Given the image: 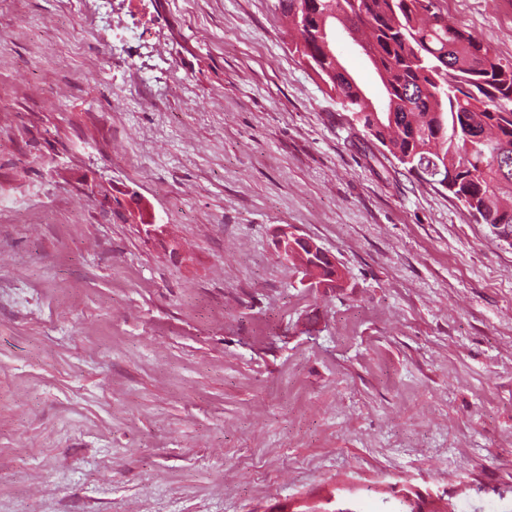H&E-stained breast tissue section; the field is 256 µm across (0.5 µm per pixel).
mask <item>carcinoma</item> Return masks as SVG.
Masks as SVG:
<instances>
[{"instance_id":"obj_1","label":"carcinoma","mask_w":512,"mask_h":512,"mask_svg":"<svg viewBox=\"0 0 512 512\" xmlns=\"http://www.w3.org/2000/svg\"><path fill=\"white\" fill-rule=\"evenodd\" d=\"M310 27L293 24L298 7ZM297 33L295 52L367 137L419 178L446 188L479 224L512 246V62L455 25L438 0H278ZM339 23L382 84V103L347 82L317 37Z\"/></svg>"}]
</instances>
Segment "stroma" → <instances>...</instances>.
<instances>
[{"label": "stroma", "instance_id": "35a3bbf8", "mask_svg": "<svg viewBox=\"0 0 512 512\" xmlns=\"http://www.w3.org/2000/svg\"><path fill=\"white\" fill-rule=\"evenodd\" d=\"M361 143L277 0H0V512H512V246ZM278 244L282 252L285 249L289 250L291 257H306V251L312 255L317 254L326 263H319L318 267L310 269L308 283H315V288L336 287V262L320 246L311 240L295 236L288 228L282 229Z\"/></svg>", "mask_w": 512, "mask_h": 512}]
</instances>
